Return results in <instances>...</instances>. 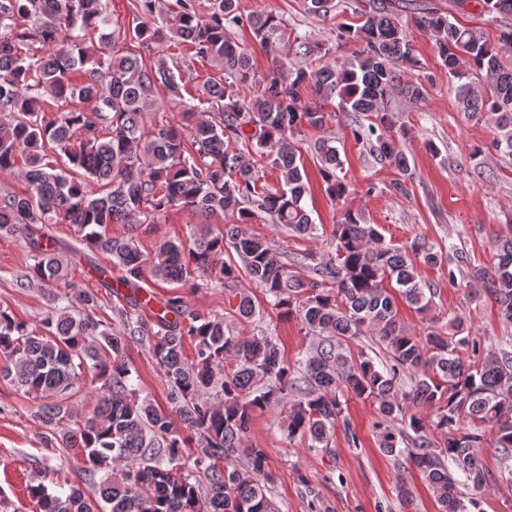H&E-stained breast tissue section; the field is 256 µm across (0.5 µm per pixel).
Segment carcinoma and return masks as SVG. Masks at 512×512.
I'll list each match as a JSON object with an SVG mask.
<instances>
[{
	"instance_id": "1",
	"label": "carcinoma",
	"mask_w": 512,
	"mask_h": 512,
	"mask_svg": "<svg viewBox=\"0 0 512 512\" xmlns=\"http://www.w3.org/2000/svg\"><path fill=\"white\" fill-rule=\"evenodd\" d=\"M474 3L481 15L512 20V0ZM302 4L323 18L352 8L355 21L336 29L355 50L316 67L310 59L330 49L290 37L273 14L243 13L241 0H210L205 18L195 0L163 8L139 0L131 40L156 43L167 30L224 71L202 84L184 123L148 127L145 116L158 109L160 96L183 100L181 79L164 55L148 65L132 52H104L115 33L104 30L103 0H0V173L27 182L26 193L0 197V235L25 241L32 264L24 279L50 294L39 330L0 309V375L38 402L34 417L46 429L45 447L83 456L81 483L29 486L40 512H278L268 496L267 449L241 447L252 417L282 404L288 437L326 446L338 424L350 429L342 402L349 394L377 404L379 448L423 475L438 512H481L477 493L492 484L512 488V336L489 349L482 337L464 334L459 315L423 336L396 317L395 291L417 313L432 312L436 290L422 282L416 262L441 264L434 245L421 238L392 245L354 209L335 225L327 256H290L242 228L268 219L294 236L317 232L304 207V127L342 118L375 159L411 176L404 131L386 99L394 91L412 101L425 97V85L408 79L419 59L400 22L403 12L418 9L416 0ZM416 24L432 36L448 80L457 81L461 111L492 123L493 147L512 156V68L500 55L512 49V23L503 25L496 46L481 30L436 11L417 16ZM245 25L271 60L261 78L248 49L233 39ZM87 101L95 104L91 115L81 107ZM310 152L329 198L349 195L334 140H317ZM265 161L279 172L274 186L259 175ZM171 208L202 220L187 238L163 241L151 258L135 237L107 233L111 224L140 223ZM58 223L120 269L128 293L106 278L101 284L126 304L123 331L87 314L95 295L71 282L70 259L48 242L46 225ZM227 249L237 259L219 262ZM496 259L491 268L474 266L458 253L448 278L482 283L512 324V226L496 240ZM243 271L279 317L299 319L316 337L296 367L263 329L236 336L224 317L199 314L175 293L156 298L157 311L140 298L147 272L181 286L208 276L236 298L235 316L251 320L254 300L237 288ZM366 330L379 336L388 361L348 346ZM132 340L150 344L169 380L165 410L129 384ZM230 358L235 368L228 372ZM88 371L100 386L91 415L75 421L65 400ZM411 405L430 408L432 418L409 412ZM175 415L199 435L191 466ZM486 447L502 463L497 472L483 464ZM239 452L249 460L244 471L232 463Z\"/></svg>"
}]
</instances>
